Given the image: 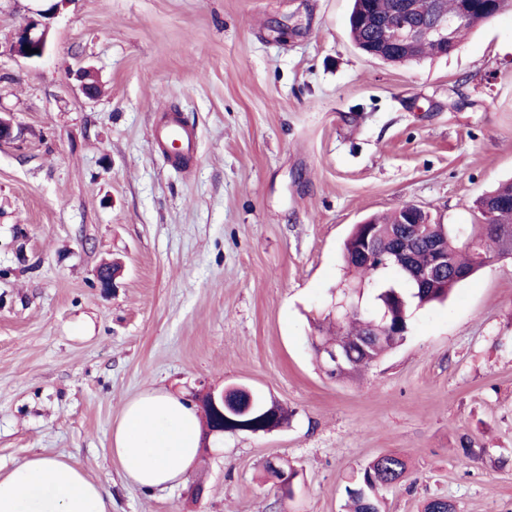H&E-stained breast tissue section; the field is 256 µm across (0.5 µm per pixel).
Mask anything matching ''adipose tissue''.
I'll use <instances>...</instances> for the list:
<instances>
[{
  "instance_id": "obj_1",
  "label": "adipose tissue",
  "mask_w": 512,
  "mask_h": 512,
  "mask_svg": "<svg viewBox=\"0 0 512 512\" xmlns=\"http://www.w3.org/2000/svg\"><path fill=\"white\" fill-rule=\"evenodd\" d=\"M200 436L194 410L151 390L125 405L111 451L130 483L166 490L197 462ZM0 512H112V498L76 463L34 456L0 471Z\"/></svg>"
}]
</instances>
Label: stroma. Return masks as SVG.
Wrapping results in <instances>:
<instances>
[{"instance_id": "35a3bbf8", "label": "stroma", "mask_w": 512, "mask_h": 512, "mask_svg": "<svg viewBox=\"0 0 512 512\" xmlns=\"http://www.w3.org/2000/svg\"><path fill=\"white\" fill-rule=\"evenodd\" d=\"M351 5L66 0L26 60L9 46L39 0H0V113L21 130L0 144L1 469L78 462L112 512H346L353 472L395 452L408 476L385 512H512V259L415 311L360 378L328 377L311 347L353 225L413 204L463 238L512 179V8L393 65L354 46ZM173 113L197 143L183 167L152 137ZM231 384L288 425L210 440L172 489L126 483L110 448L127 402L160 388L194 407Z\"/></svg>"}]
</instances>
